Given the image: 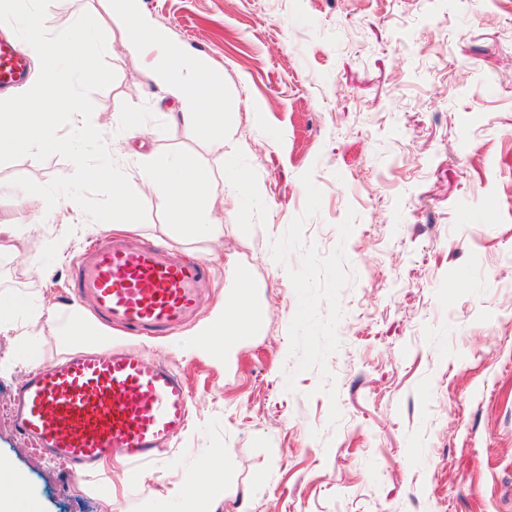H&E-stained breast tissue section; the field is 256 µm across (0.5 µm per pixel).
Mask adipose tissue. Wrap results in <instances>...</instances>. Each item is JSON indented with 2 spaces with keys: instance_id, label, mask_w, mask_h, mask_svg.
I'll return each mask as SVG.
<instances>
[{
  "instance_id": "1",
  "label": "adipose tissue",
  "mask_w": 512,
  "mask_h": 512,
  "mask_svg": "<svg viewBox=\"0 0 512 512\" xmlns=\"http://www.w3.org/2000/svg\"><path fill=\"white\" fill-rule=\"evenodd\" d=\"M107 4L110 19L121 27L125 50L146 59L155 86L178 102L175 120L204 130L211 147L223 150L230 128L224 113L227 97L220 68L174 42L146 12L143 0H107ZM43 323L51 325L53 335L66 346L104 349L112 344L111 329L99 327L81 308H73L60 319L33 309L27 298L0 294V334L9 337V355L15 363L37 367L33 348Z\"/></svg>"
}]
</instances>
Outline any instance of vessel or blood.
Masks as SVG:
<instances>
[{
  "instance_id": "1",
  "label": "vessel or blood",
  "mask_w": 512,
  "mask_h": 512,
  "mask_svg": "<svg viewBox=\"0 0 512 512\" xmlns=\"http://www.w3.org/2000/svg\"><path fill=\"white\" fill-rule=\"evenodd\" d=\"M25 73L19 42H0V86ZM203 278L200 262L171 259L157 242L111 240L79 263L71 295L103 324L133 336H166L196 311ZM190 403L179 373L146 353L80 351L31 372L18 386L13 424L81 475L109 457L132 466L160 458L186 427Z\"/></svg>"
}]
</instances>
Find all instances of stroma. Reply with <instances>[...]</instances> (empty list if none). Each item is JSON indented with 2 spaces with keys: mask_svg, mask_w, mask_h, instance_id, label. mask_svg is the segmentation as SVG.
<instances>
[{
  "mask_svg": "<svg viewBox=\"0 0 512 512\" xmlns=\"http://www.w3.org/2000/svg\"><path fill=\"white\" fill-rule=\"evenodd\" d=\"M153 20L224 72L223 153L171 117L104 0H52L47 30L81 13L108 27L114 82L91 122L114 157L182 149L211 174L222 232L175 245L208 269L200 313L143 347L179 369L188 428L168 455L79 477L18 434L0 376V458L39 512H186L203 481L216 512H512V0H144ZM141 115L130 137L121 115ZM234 162L259 184L245 195ZM54 155L0 181L73 174ZM42 217L0 267V292L67 315L81 254L108 240L75 211L0 195V217ZM65 237L60 260L46 242ZM259 329L216 356L197 342L238 275Z\"/></svg>",
  "mask_w": 512,
  "mask_h": 512,
  "instance_id": "35a3bbf8",
  "label": "stroma"
}]
</instances>
